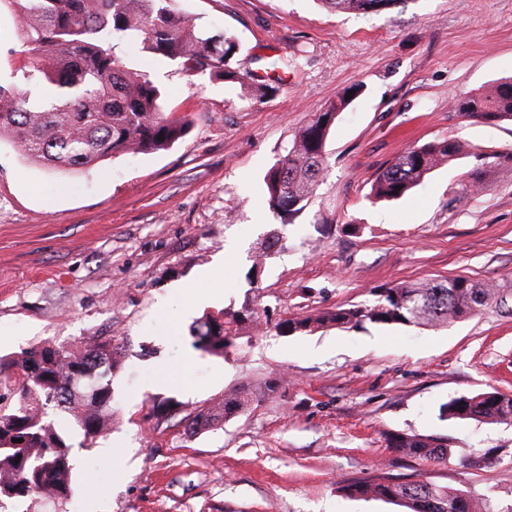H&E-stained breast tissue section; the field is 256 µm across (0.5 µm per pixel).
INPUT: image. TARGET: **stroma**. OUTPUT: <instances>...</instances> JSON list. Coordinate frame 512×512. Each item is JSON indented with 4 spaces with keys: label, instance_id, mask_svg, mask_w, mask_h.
Returning a JSON list of instances; mask_svg holds the SVG:
<instances>
[{
    "label": "stroma",
    "instance_id": "obj_1",
    "mask_svg": "<svg viewBox=\"0 0 512 512\" xmlns=\"http://www.w3.org/2000/svg\"><path fill=\"white\" fill-rule=\"evenodd\" d=\"M197 24L232 33L242 66L276 58L285 79L261 102L121 42L115 54L148 73L165 110L187 117L168 150L54 174L0 143V358L45 343L108 341L110 434L74 448L76 492L65 512H404L349 496L375 475L462 491L482 512H512V426L440 419L441 404L485 390L512 394V169L464 192L461 161L409 195L371 202L387 163L455 137L512 151V124L461 116L456 99L512 77V0H406L389 14L327 9L319 0H175ZM23 17L0 0V79L22 64ZM327 144L328 168L306 209L283 223L263 176L311 113L353 84ZM280 241L247 274L270 234ZM464 276L507 302L443 327H325L277 335V323L367 302L373 289ZM204 289L207 303L186 299ZM249 304L221 356L192 346L206 312ZM276 379L277 391L217 427L187 415L226 391ZM171 397L176 412L151 413ZM443 438L447 463L390 448L399 434Z\"/></svg>",
    "mask_w": 512,
    "mask_h": 512
}]
</instances>
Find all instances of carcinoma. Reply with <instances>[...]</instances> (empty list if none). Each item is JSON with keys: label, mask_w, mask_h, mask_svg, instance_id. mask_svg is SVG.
Returning a JSON list of instances; mask_svg holds the SVG:
<instances>
[{"label": "carcinoma", "mask_w": 512, "mask_h": 512, "mask_svg": "<svg viewBox=\"0 0 512 512\" xmlns=\"http://www.w3.org/2000/svg\"><path fill=\"white\" fill-rule=\"evenodd\" d=\"M331 10L386 14L402 0H319ZM23 15L24 62L14 81L0 84V140L10 141L29 162L49 171L78 173L118 156L165 151L188 132L190 122L163 111L160 89L148 74L126 67L113 41L134 42L146 52L178 66L189 77L207 75L240 86L248 100L274 95L275 81L239 66L241 47L223 31L204 29L182 16L171 0H11ZM344 91L326 110L315 112L293 137L287 153L264 177L268 207L293 218L308 205L327 169L326 141L349 101ZM457 111L488 124L512 122V79L494 82L455 102ZM469 158L473 168L466 188H480L488 170L512 169V151L488 152L456 138H440L411 148L373 181V200L407 195L436 168ZM490 284L467 277L403 282L373 290L365 304L316 310L279 322L280 334L312 332L332 325H446L478 314L497 298ZM253 318L243 306L207 314L193 327L195 349L220 356ZM101 343L60 347L61 358L44 362L38 346L9 362L16 401L0 406V510L39 496L61 506L74 492L71 450L74 438L91 445L112 429V375L121 354ZM278 381L240 387L224 400L188 415L194 431L210 430L244 412ZM439 417L476 419L512 425V396L497 390L462 395L444 403ZM21 440L20 444L13 439ZM392 447L426 462H444L448 448L437 439L399 435ZM358 497L399 501L407 512H478L461 491L413 480L393 482L376 476L346 487Z\"/></svg>", "instance_id": "1"}]
</instances>
